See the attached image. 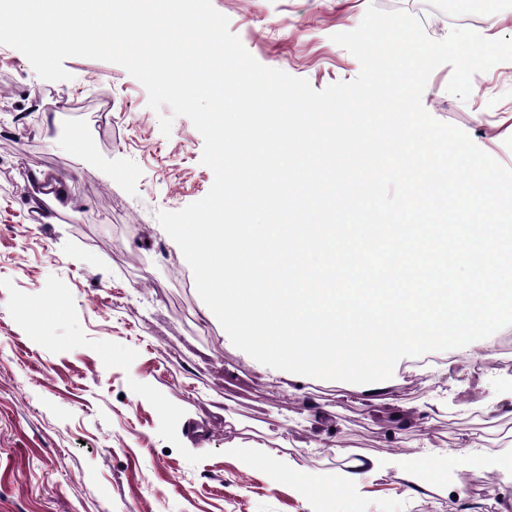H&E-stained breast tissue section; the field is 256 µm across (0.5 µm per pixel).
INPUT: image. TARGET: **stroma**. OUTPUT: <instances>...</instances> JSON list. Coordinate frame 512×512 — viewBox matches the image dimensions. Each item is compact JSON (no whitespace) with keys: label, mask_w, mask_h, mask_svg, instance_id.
<instances>
[{"label":"stroma","mask_w":512,"mask_h":512,"mask_svg":"<svg viewBox=\"0 0 512 512\" xmlns=\"http://www.w3.org/2000/svg\"><path fill=\"white\" fill-rule=\"evenodd\" d=\"M416 0H212L262 65L317 90L353 81L358 60L333 42L368 6ZM418 20L434 40L454 28L512 38V0H436ZM70 78L41 79L0 45V512H512V482L467 467L409 485L399 466L358 487L302 497L284 472L343 471L358 459L431 446L512 455V349L489 361L428 352L400 359L384 393L258 371L219 322H203L190 266L157 219L204 198L213 171L190 119L170 135L123 67L70 57ZM451 66L422 104L486 153L512 158V61L475 74L460 99ZM66 179L60 218L36 221L23 175ZM431 410L429 429L395 415Z\"/></svg>","instance_id":"obj_1"}]
</instances>
